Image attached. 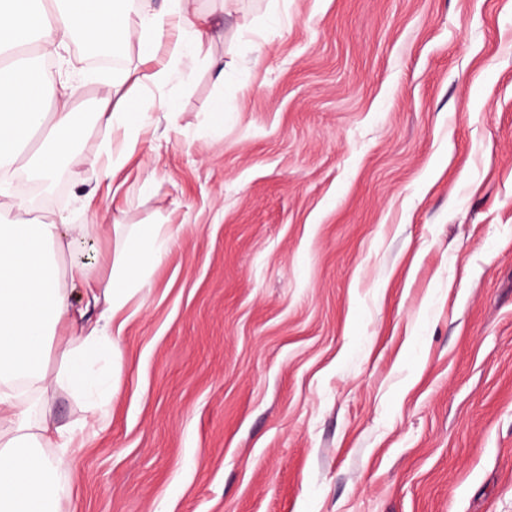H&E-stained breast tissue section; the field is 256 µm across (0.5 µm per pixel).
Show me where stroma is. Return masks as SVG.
<instances>
[{"label":"stroma","instance_id":"stroma-1","mask_svg":"<svg viewBox=\"0 0 512 512\" xmlns=\"http://www.w3.org/2000/svg\"><path fill=\"white\" fill-rule=\"evenodd\" d=\"M195 7L209 41L130 91L173 117L94 128L29 199L96 215L104 278L114 225L173 238L101 354L61 512H512V0ZM64 57L87 113L113 70Z\"/></svg>","mask_w":512,"mask_h":512}]
</instances>
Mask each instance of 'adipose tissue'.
Instances as JSON below:
<instances>
[{"mask_svg":"<svg viewBox=\"0 0 512 512\" xmlns=\"http://www.w3.org/2000/svg\"><path fill=\"white\" fill-rule=\"evenodd\" d=\"M193 3L164 0L162 9L146 4L133 13L124 0H0V53L34 45L41 57L56 58L79 37L91 46L137 47L136 62L113 75L93 103L94 122L132 142L150 120L124 87L133 78L155 88L171 80L186 56L184 34L198 43L205 34L206 21ZM164 43L170 59L155 63ZM27 71L24 60H0V173L21 160L33 177L48 182L60 161L73 159L85 127L76 112V89L60 71H44L37 85ZM47 88L57 98L52 113L45 110ZM42 127L48 130L45 142L21 159L27 137ZM98 230L92 221L33 223L23 192L0 186V512H59L68 450L78 434L45 415L32 419L31 400L56 385L90 398L92 416L108 414L105 383L89 367L102 348L111 346L115 318L166 256L167 241L153 228L127 232L103 293H96L82 249L94 243ZM65 273L85 288L89 300L100 297L105 305L96 322L67 340L63 364L51 373L47 350L75 314L61 285Z\"/></svg>","mask_w":512,"mask_h":512,"instance_id":"ef3b65f1","label":"adipose tissue"}]
</instances>
